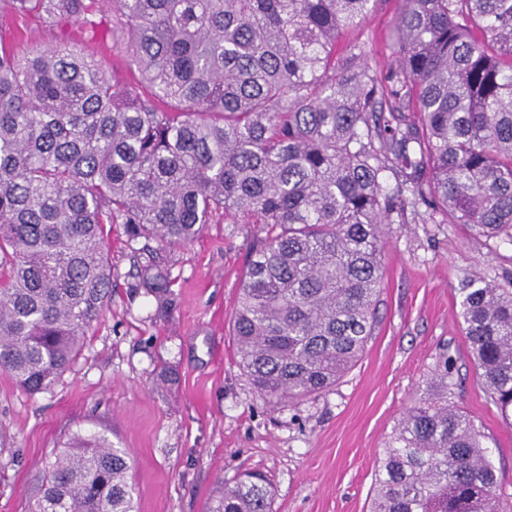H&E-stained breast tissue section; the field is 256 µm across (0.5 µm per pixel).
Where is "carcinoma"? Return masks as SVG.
Here are the masks:
<instances>
[{
	"mask_svg": "<svg viewBox=\"0 0 512 512\" xmlns=\"http://www.w3.org/2000/svg\"><path fill=\"white\" fill-rule=\"evenodd\" d=\"M375 0H0V372L48 390L108 309L107 239L123 227L141 287L166 312L174 252L217 213L261 236L234 312L239 365L281 405L336 386L370 340L384 225L469 224L512 242V0H402L396 64L367 63ZM55 43L20 51L12 23ZM106 31L127 83L81 42ZM157 247H152L151 243ZM479 379L512 418V288L459 289ZM450 359L382 449L370 512H498ZM128 453L75 434L30 512H135ZM258 472L209 512H271ZM15 24L21 31L20 38L17 41L21 50L41 47L55 42V34L36 18L19 19ZM15 24H13V27Z\"/></svg>",
	"mask_w": 512,
	"mask_h": 512,
	"instance_id": "carcinoma-1",
	"label": "carcinoma"
}]
</instances>
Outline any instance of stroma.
I'll list each match as a JSON object with an SVG mask.
<instances>
[{"instance_id": "1", "label": "stroma", "mask_w": 512, "mask_h": 512, "mask_svg": "<svg viewBox=\"0 0 512 512\" xmlns=\"http://www.w3.org/2000/svg\"><path fill=\"white\" fill-rule=\"evenodd\" d=\"M399 8L376 0L363 29L380 73L393 63L386 39ZM254 233L218 217L168 254L173 304L159 319L113 226L111 304L70 368L35 395L0 374V512H26L45 461L79 431L129 450L137 512H208L244 470L268 476L273 512H369L379 453L443 352L453 363L448 400L481 431L499 512H512V424L484 391L454 313L464 278L512 282V242L464 224L388 225L364 355L331 391L275 406L253 391L232 336Z\"/></svg>"}]
</instances>
